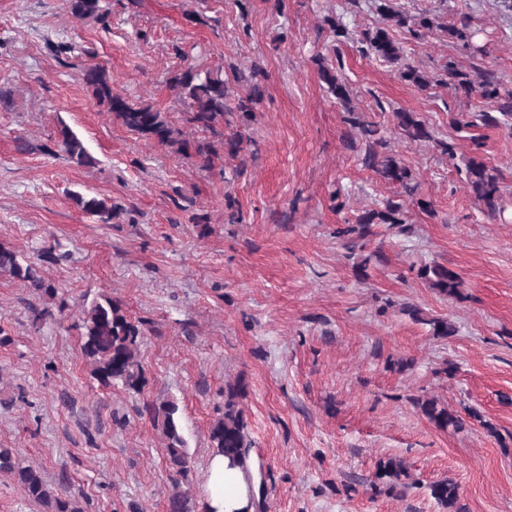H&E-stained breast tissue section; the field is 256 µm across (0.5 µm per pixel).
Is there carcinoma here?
I'll return each mask as SVG.
<instances>
[{
	"label": "carcinoma",
	"mask_w": 512,
	"mask_h": 512,
	"mask_svg": "<svg viewBox=\"0 0 512 512\" xmlns=\"http://www.w3.org/2000/svg\"><path fill=\"white\" fill-rule=\"evenodd\" d=\"M102 2L104 0H67V5L74 18L102 23L108 17V10ZM377 9L391 25L408 27L417 35L423 30L431 31L436 28L433 19L427 16L415 20L404 15L394 8L392 0H378ZM360 41L366 45V51L384 62L398 63L404 58L402 48L387 28L366 30L360 34ZM319 76L338 101L345 104L349 102L348 86L335 70L321 64ZM400 76L419 89H424L433 82H442V79L428 76L408 63L403 65ZM445 76L451 77L467 93L476 92L484 98H495L498 95L497 81L489 73H481L478 79L472 80L464 73L447 69ZM82 81L96 104L104 107L127 129L177 153L187 154L193 151L203 160L205 168L210 166L212 157L218 154L220 147L231 157L238 156L242 151L243 136L233 134L226 137L221 130L224 115L236 110L247 118L261 97L256 86L251 87L243 96L235 93L234 87L224 79L220 68L202 71L189 66L170 73L168 85L187 106L186 121L211 134L208 140L191 142L185 138L182 129L169 121L166 113L148 103L133 101L115 93L102 66L94 64L84 68ZM394 116L396 128L404 137L412 141L433 139L429 126L417 113L396 112ZM54 134L57 136V143L73 163L79 166H90L94 163L84 141L68 125L60 124ZM383 146L385 143L380 138L367 142L364 166L374 170L386 182L400 186L406 195H413L415 186L412 185L411 170L395 156L380 154L378 148ZM467 173L468 184L475 198L483 203L488 214L496 213L499 196L498 173L476 158L469 160ZM74 201L83 213L99 224H110L118 216L116 208L104 197L76 193ZM404 223L406 219L403 204L389 199L382 209L363 212L357 216L356 225L339 229L336 235L356 236V239L350 241V246L354 249L359 246L360 241L371 235V225ZM55 262L57 257L51 247L31 258L0 241V272L24 282L50 299L57 295V289L43 278L41 266ZM419 276L430 288L446 297L458 295L463 285L457 272L438 263L423 265L419 269ZM425 323L432 326L433 335L437 337L449 338L455 335L456 327L448 319L432 318L425 320ZM76 328L81 330V349L90 364L91 375L101 386L110 387L120 383L129 390H141L144 384L141 361L144 333L140 324L127 316L120 301L105 293L98 295L84 306ZM238 397L239 391L234 387L225 391L224 412L211 423L209 429L213 452L224 455L231 467L244 465L252 448L243 411L238 408ZM421 408L427 419L441 430L449 427L460 430L463 427V421L458 415L447 407L438 405L434 399L421 403ZM142 412L148 415L165 438L168 462L172 470L181 477L185 476L189 471L190 459L176 418L177 403L172 400L147 402ZM0 473L12 476L27 496L42 507V512H81L71 499L64 497L48 483L40 470L17 460L10 448H0ZM405 474L403 463L395 458L380 463L377 470L378 478L388 479L392 489L396 488L401 476ZM431 495L448 512H465L455 482L448 479L432 484Z\"/></svg>",
	"instance_id": "cac0c4a2"
}]
</instances>
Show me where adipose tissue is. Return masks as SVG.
Segmentation results:
<instances>
[{
	"mask_svg": "<svg viewBox=\"0 0 512 512\" xmlns=\"http://www.w3.org/2000/svg\"><path fill=\"white\" fill-rule=\"evenodd\" d=\"M252 491L239 468L221 455L210 456L204 506L207 512H246Z\"/></svg>",
	"mask_w": 512,
	"mask_h": 512,
	"instance_id": "adipose-tissue-1",
	"label": "adipose tissue"
}]
</instances>
